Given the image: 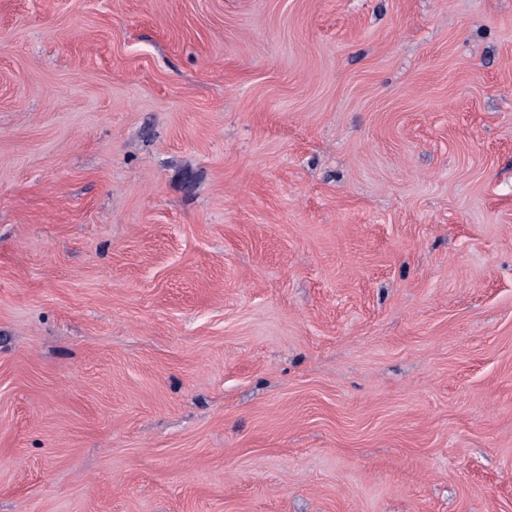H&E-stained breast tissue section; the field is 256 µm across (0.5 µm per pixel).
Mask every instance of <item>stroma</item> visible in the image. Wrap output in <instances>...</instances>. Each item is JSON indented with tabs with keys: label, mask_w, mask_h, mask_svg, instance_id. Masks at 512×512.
Masks as SVG:
<instances>
[{
	"label": "stroma",
	"mask_w": 512,
	"mask_h": 512,
	"mask_svg": "<svg viewBox=\"0 0 512 512\" xmlns=\"http://www.w3.org/2000/svg\"><path fill=\"white\" fill-rule=\"evenodd\" d=\"M0 512H512V0H0Z\"/></svg>",
	"instance_id": "35a3bbf8"
}]
</instances>
